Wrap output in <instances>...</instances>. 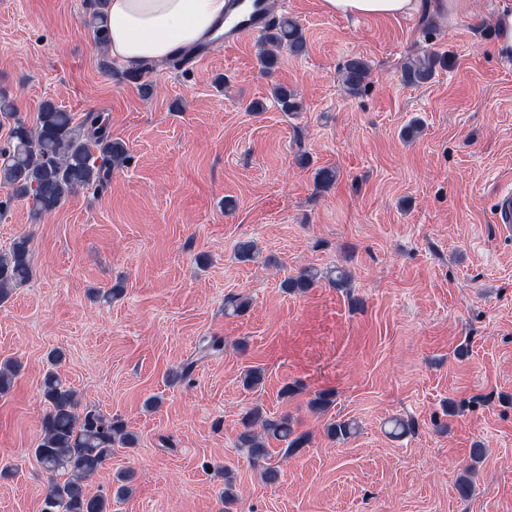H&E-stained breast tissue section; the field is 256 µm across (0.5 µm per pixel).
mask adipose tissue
I'll return each mask as SVG.
<instances>
[{
	"label": "adipose tissue",
	"mask_w": 512,
	"mask_h": 512,
	"mask_svg": "<svg viewBox=\"0 0 512 512\" xmlns=\"http://www.w3.org/2000/svg\"><path fill=\"white\" fill-rule=\"evenodd\" d=\"M418 0H321L323 11L345 17H396L411 13ZM226 0H109L107 48L134 69L161 62L183 47L213 35L224 21Z\"/></svg>",
	"instance_id": "ef3b65f1"
}]
</instances>
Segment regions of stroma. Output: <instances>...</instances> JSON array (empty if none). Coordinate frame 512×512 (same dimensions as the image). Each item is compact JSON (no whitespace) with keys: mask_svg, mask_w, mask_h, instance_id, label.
I'll return each mask as SVG.
<instances>
[{"mask_svg":"<svg viewBox=\"0 0 512 512\" xmlns=\"http://www.w3.org/2000/svg\"><path fill=\"white\" fill-rule=\"evenodd\" d=\"M297 20L305 54L281 50L271 72L257 39L189 66H155L141 95L104 55L82 19L88 0H0V92L27 122L47 99L83 117L105 114L131 159L99 189L36 216L0 185V249L31 238L35 275L0 305V362L20 374L0 397V512H40L45 473L32 454L47 404V355L82 401L121 418L139 438L117 448L86 484L134 490L112 512H222L229 467L236 512H512V235L493 222L512 185V58L494 52L499 0H466L447 19L416 13L352 19L320 0H275ZM434 51L432 81L401 78L407 58ZM370 67L349 93L340 68ZM285 84L303 108L281 111ZM263 111H252L254 101ZM422 130L401 135L412 119ZM339 179L318 188L315 172ZM236 207L224 208L225 198ZM260 258L239 262L238 241ZM350 271V290L327 281L303 293L281 283L303 267ZM122 284L112 302L95 292ZM248 297L237 315L227 297ZM224 350L198 358L202 339ZM186 381H171L187 359ZM265 379L248 390L247 369ZM296 393L285 398V385ZM334 393L323 414L308 402ZM290 415L311 442L291 458L269 446L277 482L237 442L242 414ZM414 419L390 438L385 422ZM357 422L347 441L324 427ZM484 455L475 490L456 483L474 442Z\"/></svg>","mask_w":512,"mask_h":512,"instance_id":"1","label":"stroma"}]
</instances>
